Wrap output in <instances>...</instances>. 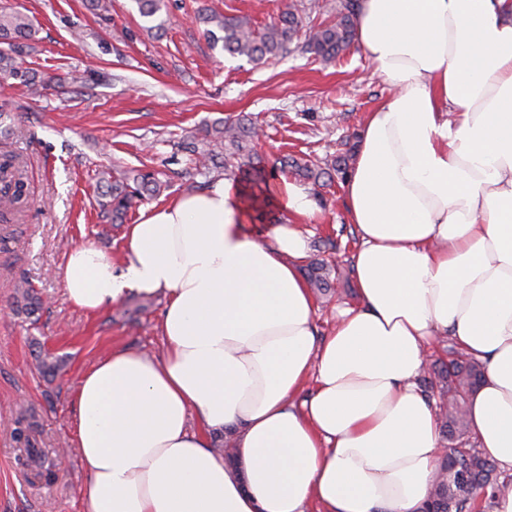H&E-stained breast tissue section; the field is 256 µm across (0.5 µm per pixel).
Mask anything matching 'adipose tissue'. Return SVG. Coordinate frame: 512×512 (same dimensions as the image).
I'll return each mask as SVG.
<instances>
[{"instance_id":"adipose-tissue-1","label":"adipose tissue","mask_w":512,"mask_h":512,"mask_svg":"<svg viewBox=\"0 0 512 512\" xmlns=\"http://www.w3.org/2000/svg\"><path fill=\"white\" fill-rule=\"evenodd\" d=\"M357 41L394 92L343 183L359 303L325 338L300 271L315 208L289 183L258 233L225 178L143 209L120 260L70 249L71 306L164 300L161 354L113 347L72 395L82 512H423L441 334L483 363L470 426L512 475V6L361 0Z\"/></svg>"}]
</instances>
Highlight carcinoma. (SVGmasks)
Returning a JSON list of instances; mask_svg holds the SVG:
<instances>
[{
	"label": "carcinoma",
	"mask_w": 512,
	"mask_h": 512,
	"mask_svg": "<svg viewBox=\"0 0 512 512\" xmlns=\"http://www.w3.org/2000/svg\"><path fill=\"white\" fill-rule=\"evenodd\" d=\"M140 16L152 18L164 7V0H135ZM359 11L357 0H338L326 6V13L333 16L328 23L310 29L305 47L324 63H332L354 42L356 19ZM206 22L214 23L223 32L213 40L223 42V49L234 57H244L248 62L260 64L275 59L288 51L304 29L301 15L293 10H283L270 25L256 29L247 18L224 17L213 13ZM35 33L34 26L23 13L0 10V78L15 79L36 90L35 75L22 67L16 57L18 42L29 40ZM206 143L224 146V152L213 149L200 150L194 143L186 149L194 155L198 170L222 168L230 171L246 188V199L255 213L254 220L264 222L272 214L274 196L271 193L278 173L288 167V160L265 166L254 149L257 130L244 116L229 115L224 121L204 129ZM351 156H334L322 164L301 167L305 178L319 182L334 172L344 173L349 169ZM100 207L110 216L112 223L124 222L134 200L156 195L160 184L151 173H136L99 179ZM0 207L21 208L27 202L26 183L21 173L17 156L0 152ZM310 283L322 294L333 288L326 264L311 263L307 269ZM16 307L32 316L42 307V299L32 288L19 286L15 296ZM448 363L436 366L431 376L423 379L427 389H438L446 400V412L442 424L448 439L458 442L449 449L439 463V477L434 487L432 500L425 512H473L476 508L474 492L491 486L497 479V469L481 451L467 446L469 424L466 406L479 387L483 370L474 358L466 357L453 349L448 350ZM61 368V361L49 353L37 356V370L43 376H54Z\"/></svg>",
	"instance_id": "1"
}]
</instances>
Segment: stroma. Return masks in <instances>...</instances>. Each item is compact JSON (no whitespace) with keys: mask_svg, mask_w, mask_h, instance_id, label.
I'll return each mask as SVG.
<instances>
[{"mask_svg":"<svg viewBox=\"0 0 512 512\" xmlns=\"http://www.w3.org/2000/svg\"><path fill=\"white\" fill-rule=\"evenodd\" d=\"M35 24L19 57L38 81L0 86V107L16 119L7 148L23 166L28 202L0 223V512H80L85 481L72 445V393L81 371L123 345L155 353L164 305L159 296H133L91 315L70 306L60 269L67 251L91 243L120 256L126 224L99 216L95 185L101 173H157L163 186L153 204L203 189L219 172L189 169L182 145L230 114L249 115L263 136L267 161L288 155L299 162L357 149L369 112L389 96L358 45L323 65L294 42L287 54L254 65L212 46L204 9L250 19L260 28L292 6L307 25L325 20L315 0H167L163 27L140 16L133 0H112L110 12L87 0H4ZM317 211L307 222L309 259L325 260L339 291L319 304L318 335H326L336 306H354L351 254L356 229L347 221L341 177L317 185L291 174ZM26 282L45 303L34 318L12 312L15 286ZM62 357L51 380L35 368L39 353ZM28 409L41 441L44 465L25 463L14 437L19 408Z\"/></svg>","mask_w":512,"mask_h":512,"instance_id":"obj_1","label":"stroma"}]
</instances>
